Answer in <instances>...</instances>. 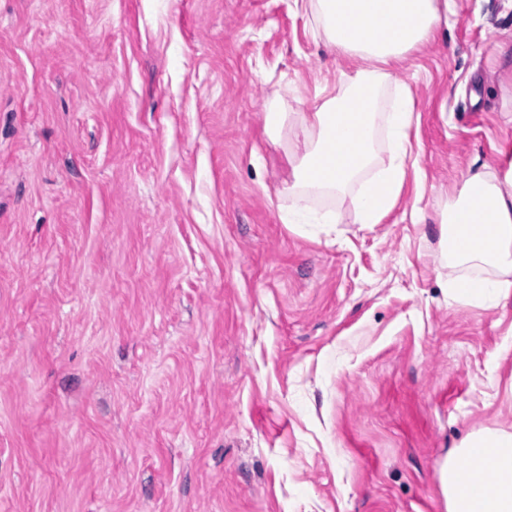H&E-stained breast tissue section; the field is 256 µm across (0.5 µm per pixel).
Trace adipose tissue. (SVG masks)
<instances>
[{
    "mask_svg": "<svg viewBox=\"0 0 512 512\" xmlns=\"http://www.w3.org/2000/svg\"><path fill=\"white\" fill-rule=\"evenodd\" d=\"M300 2L314 37L357 65L311 111H289L279 98L264 109L265 133L292 168L280 220L340 223L341 212L313 209L309 199L347 195L356 223H382L396 205L408 164L419 161L411 140L415 101L408 87L395 85L391 67L447 28L453 0ZM441 222L445 255L505 273L450 283L454 299L495 305L511 296L512 171L501 180L485 165L469 170ZM459 453L443 471L448 512H512V432L475 429Z\"/></svg>",
    "mask_w": 512,
    "mask_h": 512,
    "instance_id": "obj_1",
    "label": "adipose tissue"
}]
</instances>
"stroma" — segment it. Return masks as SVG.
<instances>
[{"instance_id": "stroma-1", "label": "stroma", "mask_w": 512, "mask_h": 512, "mask_svg": "<svg viewBox=\"0 0 512 512\" xmlns=\"http://www.w3.org/2000/svg\"><path fill=\"white\" fill-rule=\"evenodd\" d=\"M504 42L512 0H455L394 73L422 178L295 227L264 106L351 62L293 0H0V512H448L449 455L512 432V297L440 253L512 167ZM463 282H448V288L460 304L495 305L507 298L512 291V280L507 278L496 280L480 278Z\"/></svg>"}]
</instances>
